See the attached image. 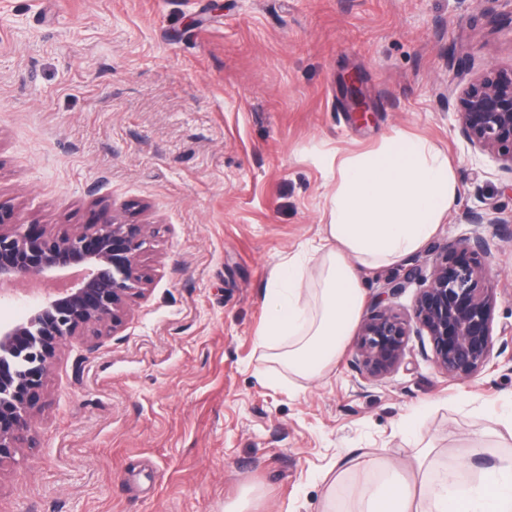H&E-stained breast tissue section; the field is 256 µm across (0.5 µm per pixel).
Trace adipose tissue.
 Instances as JSON below:
<instances>
[{
    "label": "adipose tissue",
    "mask_w": 512,
    "mask_h": 512,
    "mask_svg": "<svg viewBox=\"0 0 512 512\" xmlns=\"http://www.w3.org/2000/svg\"><path fill=\"white\" fill-rule=\"evenodd\" d=\"M318 249L277 265L265 293L266 322L256 342L290 372L309 379L345 350L364 306L363 270L417 252L457 201L455 173L434 144L403 134L342 160ZM320 265L315 287L307 266ZM362 512H512V458L472 483L447 477L416 495L398 474L362 493Z\"/></svg>",
    "instance_id": "obj_1"
}]
</instances>
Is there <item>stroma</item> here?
Segmentation results:
<instances>
[{"label": "stroma", "mask_w": 512, "mask_h": 512, "mask_svg": "<svg viewBox=\"0 0 512 512\" xmlns=\"http://www.w3.org/2000/svg\"><path fill=\"white\" fill-rule=\"evenodd\" d=\"M459 56L472 79L512 67V0H0V202L56 234L146 225L152 277L121 331L60 349L36 447L0 463V512H354L387 470L422 491L511 456L512 233L488 237L494 349L472 379L416 335L366 383L355 345L306 380L256 343L271 270L322 237L337 161L383 136L444 150L458 199L365 273L366 306L468 235V208L512 217V174L448 110Z\"/></svg>", "instance_id": "stroma-1"}]
</instances>
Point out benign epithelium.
Wrapping results in <instances>:
<instances>
[{"label": "benign epithelium", "mask_w": 512, "mask_h": 512, "mask_svg": "<svg viewBox=\"0 0 512 512\" xmlns=\"http://www.w3.org/2000/svg\"><path fill=\"white\" fill-rule=\"evenodd\" d=\"M359 77L348 78L351 109L366 113ZM452 112L461 137L481 154L502 162L512 174V68L490 67L457 93ZM464 220L495 227L505 220L494 211L468 209ZM146 225L120 216L56 236L13 221L0 202V294L18 283L45 285L49 291L25 316L0 324V461L21 448H33L35 410L48 372L63 345L101 329L120 331L131 306L148 291L151 277L142 264ZM417 281L412 311L384 304L405 283L383 292L361 322L356 372L366 381L386 376L403 361L411 333L427 339L434 362L448 377L469 379L489 365L494 348L496 288L490 275V249L474 231L438 252L430 275L414 267L406 283Z\"/></svg>", "instance_id": "1"}]
</instances>
